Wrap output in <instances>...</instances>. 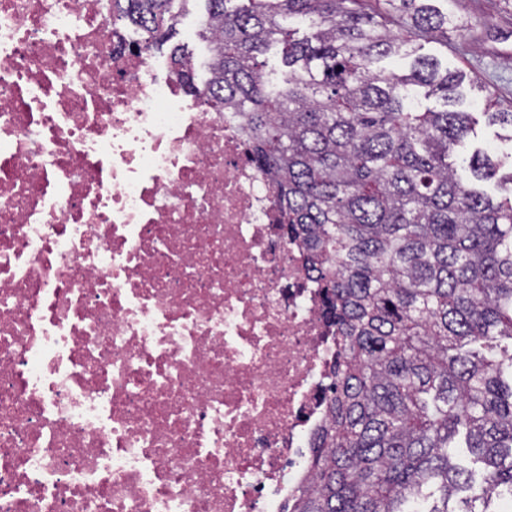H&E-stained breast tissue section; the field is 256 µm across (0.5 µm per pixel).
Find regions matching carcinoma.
<instances>
[{"label":"carcinoma","mask_w":512,"mask_h":512,"mask_svg":"<svg viewBox=\"0 0 512 512\" xmlns=\"http://www.w3.org/2000/svg\"><path fill=\"white\" fill-rule=\"evenodd\" d=\"M177 1L112 0L113 17L152 47ZM204 2L210 77L198 86L178 48L175 69L242 118L336 328L328 420L290 512H493L512 495V154L505 175L481 149L457 164L478 123L462 87L482 86L418 54L456 16L442 0ZM421 96L443 109H411ZM486 116L512 142V108ZM459 436L479 470L451 462Z\"/></svg>","instance_id":"obj_1"}]
</instances>
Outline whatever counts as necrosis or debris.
I'll return each instance as SVG.
<instances>
[{
  "instance_id": "obj_1",
  "label": "necrosis or debris",
  "mask_w": 512,
  "mask_h": 512,
  "mask_svg": "<svg viewBox=\"0 0 512 512\" xmlns=\"http://www.w3.org/2000/svg\"><path fill=\"white\" fill-rule=\"evenodd\" d=\"M247 149L111 0H0V512H287L334 330Z\"/></svg>"
}]
</instances>
